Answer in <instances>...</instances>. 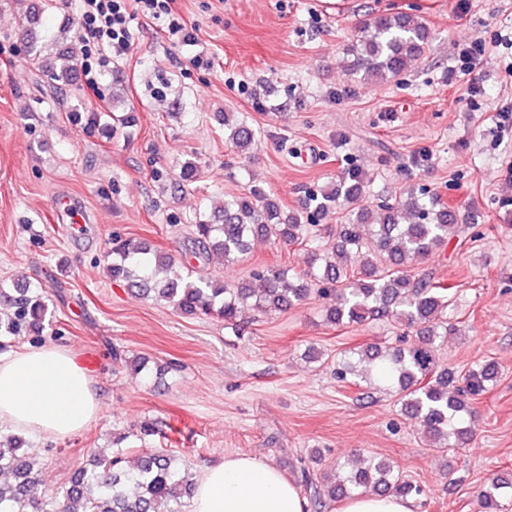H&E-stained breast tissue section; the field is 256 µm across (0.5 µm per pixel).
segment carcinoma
I'll return each instance as SVG.
<instances>
[{
	"instance_id": "cac0c4a2",
	"label": "carcinoma",
	"mask_w": 512,
	"mask_h": 512,
	"mask_svg": "<svg viewBox=\"0 0 512 512\" xmlns=\"http://www.w3.org/2000/svg\"><path fill=\"white\" fill-rule=\"evenodd\" d=\"M431 33L417 7L408 11L369 16L347 46L350 66L364 79L397 82L426 52ZM29 53L38 71L54 80L67 75L73 59L57 56L56 65L43 54L34 37ZM225 140L238 150L255 142L245 122L225 123ZM366 176L351 166L329 189L309 194L301 209L284 212L266 192L254 189L246 196L224 200V222L193 225L197 255L208 261L218 255L233 262L246 255L255 236L295 244L311 240L309 233L334 208L347 210L336 242L326 251L309 252L308 269L267 267L254 273L258 288L229 285L198 276H183L182 266L169 253L145 245L117 242L112 246V279L152 294L187 315H216L234 326L241 308L250 302L264 312L285 311L316 293L327 300L326 319L338 327L386 319L415 330L414 341L383 351L358 349L336 364V380L349 383L372 365L379 380L391 386L405 417L421 434L441 448H464L471 440L472 401L498 377L496 363L486 361L462 376L440 362L444 339L456 333L446 310L453 286L416 270L448 238L469 230L481 236L480 225L463 224L459 214L436 193L411 189L402 199L383 198L373 208L354 204L366 194ZM0 300L14 310L15 320L0 327V338L15 339L20 332L44 330L49 306L44 293L0 288ZM125 449L112 457H89L74 473L63 503L40 499L35 480L38 454L24 447L18 435L0 437V512H185L196 480L184 461L168 448L142 455L137 465H123ZM304 486L317 509L360 491L420 499L422 486L399 474L396 466L374 456L341 476L301 469ZM512 489V477L499 475L481 494L485 512H500L501 490Z\"/></svg>"
}]
</instances>
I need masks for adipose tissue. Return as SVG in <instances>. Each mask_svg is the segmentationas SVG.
I'll return each mask as SVG.
<instances>
[{"instance_id":"ef3b65f1","label":"adipose tissue","mask_w":512,"mask_h":512,"mask_svg":"<svg viewBox=\"0 0 512 512\" xmlns=\"http://www.w3.org/2000/svg\"><path fill=\"white\" fill-rule=\"evenodd\" d=\"M98 413L91 379L70 348L48 344L0 357L1 424L36 437L65 438ZM190 512H306V506L277 468L228 456L205 468Z\"/></svg>"}]
</instances>
